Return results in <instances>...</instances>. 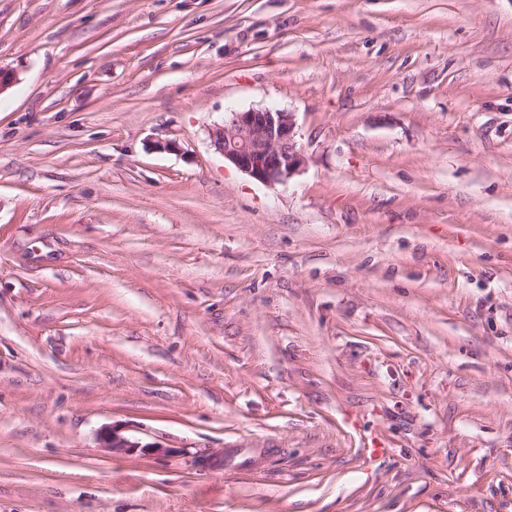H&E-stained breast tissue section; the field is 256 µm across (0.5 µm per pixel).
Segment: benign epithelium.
Listing matches in <instances>:
<instances>
[{
  "instance_id": "1",
  "label": "benign epithelium",
  "mask_w": 512,
  "mask_h": 512,
  "mask_svg": "<svg viewBox=\"0 0 512 512\" xmlns=\"http://www.w3.org/2000/svg\"><path fill=\"white\" fill-rule=\"evenodd\" d=\"M295 113L251 108L234 112L229 122L212 128L211 143L240 171L264 184L285 183L301 172L307 158L296 140ZM101 447L113 453L165 456L170 449L156 442L133 440L114 425L99 432Z\"/></svg>"
}]
</instances>
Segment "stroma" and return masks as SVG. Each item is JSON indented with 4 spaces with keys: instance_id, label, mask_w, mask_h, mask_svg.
<instances>
[{
    "instance_id": "35a3bbf8",
    "label": "stroma",
    "mask_w": 512,
    "mask_h": 512,
    "mask_svg": "<svg viewBox=\"0 0 512 512\" xmlns=\"http://www.w3.org/2000/svg\"><path fill=\"white\" fill-rule=\"evenodd\" d=\"M0 68V512H512V0H0ZM296 127L295 113L251 108L232 113L228 123L212 128L210 139L225 160L254 180L285 183L307 164ZM101 448H106L112 453L142 456H166L170 449L156 442L142 443L133 440L124 434V431L115 425L105 426L99 432Z\"/></svg>"
}]
</instances>
